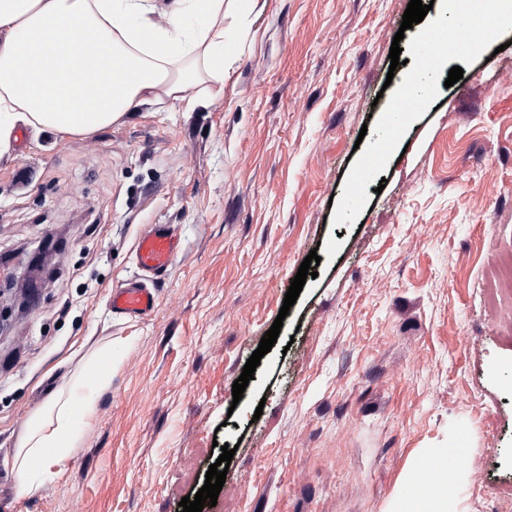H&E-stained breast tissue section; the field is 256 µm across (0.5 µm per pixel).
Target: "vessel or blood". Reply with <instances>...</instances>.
<instances>
[{"label":"vessel or blood","mask_w":512,"mask_h":512,"mask_svg":"<svg viewBox=\"0 0 512 512\" xmlns=\"http://www.w3.org/2000/svg\"><path fill=\"white\" fill-rule=\"evenodd\" d=\"M499 28L492 15L479 21L464 20L452 34L433 30L423 37V45L416 53L415 66L424 71L432 67L438 49L455 41L463 43L471 38L496 39ZM182 247L181 232L175 224H153L140 232L134 261L138 273L110 291L109 305L116 316L127 319L149 318L158 302L156 280L163 275L178 256ZM463 463L461 452H453L437 459L420 463L415 476L416 487H423L431 479L433 470L455 472Z\"/></svg>","instance_id":"vessel-or-blood-1"}]
</instances>
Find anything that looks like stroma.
<instances>
[{"mask_svg": "<svg viewBox=\"0 0 512 512\" xmlns=\"http://www.w3.org/2000/svg\"><path fill=\"white\" fill-rule=\"evenodd\" d=\"M408 3L236 0L220 99H150L87 137L17 131L0 162V512H182L225 443L203 512H393L428 448L465 453L456 512H512V74L480 81L512 29L449 55L343 213L445 8L404 31ZM149 224L179 225L183 249L154 314L115 319ZM312 251L318 275L280 316ZM108 344L64 472L19 496L27 421Z\"/></svg>", "mask_w": 512, "mask_h": 512, "instance_id": "1", "label": "stroma"}]
</instances>
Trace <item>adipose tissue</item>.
Wrapping results in <instances>:
<instances>
[{
	"mask_svg": "<svg viewBox=\"0 0 512 512\" xmlns=\"http://www.w3.org/2000/svg\"><path fill=\"white\" fill-rule=\"evenodd\" d=\"M224 0H0V160L18 127L87 136L150 98L185 105L222 83ZM106 375L94 370L52 396L27 422L16 459L26 496L64 469ZM397 512H456L452 476L396 497Z\"/></svg>",
	"mask_w": 512,
	"mask_h": 512,
	"instance_id": "obj_1",
	"label": "adipose tissue"
}]
</instances>
